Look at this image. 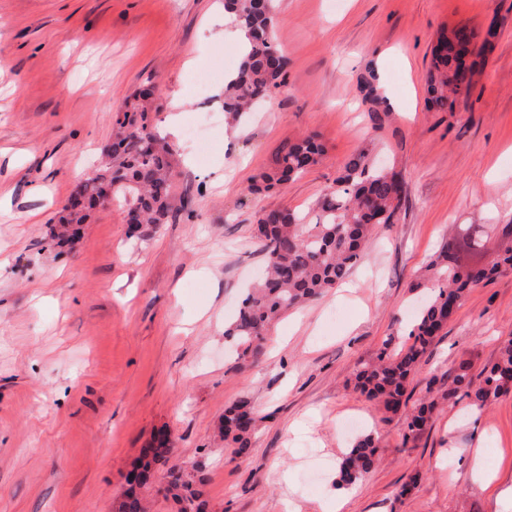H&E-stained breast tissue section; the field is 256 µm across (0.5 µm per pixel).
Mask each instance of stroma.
<instances>
[{"label": "stroma", "mask_w": 512, "mask_h": 512, "mask_svg": "<svg viewBox=\"0 0 512 512\" xmlns=\"http://www.w3.org/2000/svg\"><path fill=\"white\" fill-rule=\"evenodd\" d=\"M288 58L264 110L234 119L202 63L235 71L213 40L224 0H0V512H112L125 474L161 433L181 462L205 460L212 512H496L470 477V451L512 481V393L483 411L441 403L406 437L354 389L353 372L400 341L412 284L448 236L478 233L463 263L512 250V0H276ZM464 26L491 42L453 111L427 99L439 35ZM378 77L373 125L358 80ZM157 84L155 129L172 113L206 140L173 151L172 193L186 207L132 235L120 207L97 211L69 247L52 232L73 188L97 172L113 114ZM314 134L320 162L280 190L250 188L290 141ZM399 171L405 202L345 281L275 321L238 360L224 330L264 256L260 209L304 211L361 148ZM42 185L41 194L31 185ZM512 336V270L473 288L421 357L408 407L439 398L459 365L478 374ZM254 406L249 450L218 435L225 409ZM363 420L379 462L337 500ZM408 494H401L403 485Z\"/></svg>", "instance_id": "stroma-1"}]
</instances>
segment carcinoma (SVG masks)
Listing matches in <instances>:
<instances>
[{"label":"carcinoma","instance_id":"1","mask_svg":"<svg viewBox=\"0 0 512 512\" xmlns=\"http://www.w3.org/2000/svg\"><path fill=\"white\" fill-rule=\"evenodd\" d=\"M224 11L241 27L247 51L241 55L235 76L224 87V111L235 116L251 108L257 98L272 96L284 85L287 60L274 35V0H224ZM473 34L456 28L442 36L433 49V69L427 90L435 106L453 110L455 98L472 85ZM360 92L371 104V121L380 120L379 94L373 73L360 78ZM152 96L143 89L126 97L119 108L113 129L112 149L95 177L86 180L81 196L68 198L61 224H83L93 212L103 208V187L112 188V200L138 219V225L166 224L175 206L171 194L172 153L148 121ZM322 145L313 136L283 144L272 166L254 180L251 192L272 191L299 177L318 164ZM400 173L379 167L371 154L360 150L350 159L334 185L315 202V221L288 209H262L257 213L256 238L265 256L262 277L248 292L238 315L224 335L234 338L238 359L247 361L258 350V342L270 325L288 310L316 300L335 288L356 264L366 244L380 224L392 223L401 206ZM472 241V233L446 239L425 265L412 288L426 294L408 325V340L391 349V342L372 362L360 364L354 372V386L368 401L379 402L396 414L405 402L408 383L419 359L433 345L448 319L460 307L466 291L493 278L502 267L512 269V252L490 267H465L459 252ZM512 390V337L498 347L495 360L477 376L460 367L441 398L456 403L467 400L471 409L482 411ZM437 402L417 405L407 417L410 434L418 435L431 425ZM254 408L240 399L224 410L219 433L234 444V454H244L250 446ZM378 443L371 435L356 438L340 466L341 481L351 484L377 463ZM175 452L165 435L154 438L145 450L137 483L126 488L113 503L117 512H148L143 496L164 469L167 488L164 498L177 512H208L206 465H169Z\"/></svg>","mask_w":512,"mask_h":512}]
</instances>
